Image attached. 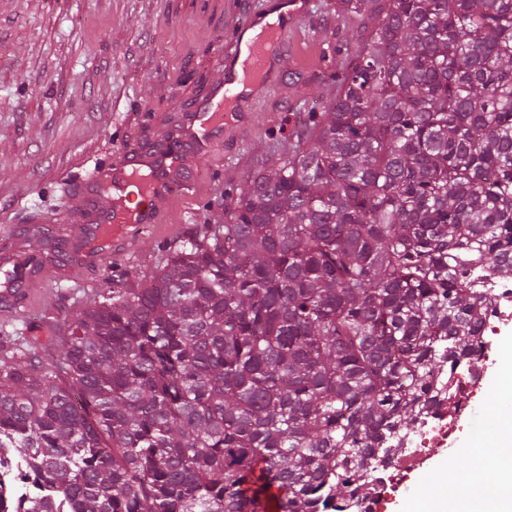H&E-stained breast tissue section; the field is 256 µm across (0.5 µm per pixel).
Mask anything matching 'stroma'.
<instances>
[{"label": "stroma", "instance_id": "stroma-1", "mask_svg": "<svg viewBox=\"0 0 512 512\" xmlns=\"http://www.w3.org/2000/svg\"><path fill=\"white\" fill-rule=\"evenodd\" d=\"M266 0H0V255L32 259L26 288L0 312V334L46 338L38 323L52 312L87 307L112 277L151 276L183 234L224 221V195L262 161L305 132L310 113L339 89L340 64L377 24L374 14L310 0L289 22L288 52L273 65L253 120L227 129L209 156L190 160L196 192L176 194L158 224L116 252L87 261L63 220L70 190L94 164L152 147L202 102L195 78L215 83L219 38ZM512 324L491 339L475 416L464 417L447 446L431 449L384 512H401L437 464L462 470L456 450L486 425L512 389L495 390Z\"/></svg>", "mask_w": 512, "mask_h": 512}]
</instances>
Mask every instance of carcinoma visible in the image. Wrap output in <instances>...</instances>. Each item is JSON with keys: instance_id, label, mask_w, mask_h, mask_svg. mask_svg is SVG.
Segmentation results:
<instances>
[{"instance_id": "cac0c4a2", "label": "carcinoma", "mask_w": 512, "mask_h": 512, "mask_svg": "<svg viewBox=\"0 0 512 512\" xmlns=\"http://www.w3.org/2000/svg\"><path fill=\"white\" fill-rule=\"evenodd\" d=\"M380 16L305 139L146 283L0 336V512H350L512 276V0ZM5 460L7 462L0 469L2 483L10 484L14 495L18 499L31 497L34 494V486L30 481L23 480L19 475L20 463L16 459L12 460L8 455H5Z\"/></svg>"}]
</instances>
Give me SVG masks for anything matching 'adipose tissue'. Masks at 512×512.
<instances>
[{
    "label": "adipose tissue",
    "instance_id": "1",
    "mask_svg": "<svg viewBox=\"0 0 512 512\" xmlns=\"http://www.w3.org/2000/svg\"><path fill=\"white\" fill-rule=\"evenodd\" d=\"M458 455L485 467L441 477L436 486L420 485L412 502L414 512H486L488 502H512V406L502 405L479 440L467 442Z\"/></svg>",
    "mask_w": 512,
    "mask_h": 512
}]
</instances>
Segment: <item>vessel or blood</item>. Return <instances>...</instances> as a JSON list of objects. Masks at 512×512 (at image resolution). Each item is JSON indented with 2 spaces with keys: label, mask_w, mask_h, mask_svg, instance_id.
Returning a JSON list of instances; mask_svg holds the SVG:
<instances>
[{
  "label": "vessel or blood",
  "mask_w": 512,
  "mask_h": 512,
  "mask_svg": "<svg viewBox=\"0 0 512 512\" xmlns=\"http://www.w3.org/2000/svg\"><path fill=\"white\" fill-rule=\"evenodd\" d=\"M255 38H248L250 30ZM286 31L256 12L231 26L223 61V78L209 98L185 116L176 138L177 148L153 157L119 154L112 162L97 165L87 181L101 187L111 199L93 233L96 254H108L114 244L126 243L132 230L158 223L171 195L193 189L192 174L184 158L209 154L225 127L240 122L241 106H254L253 85L264 82L271 62L281 60ZM137 194H130V186Z\"/></svg>",
  "instance_id": "obj_1"
}]
</instances>
